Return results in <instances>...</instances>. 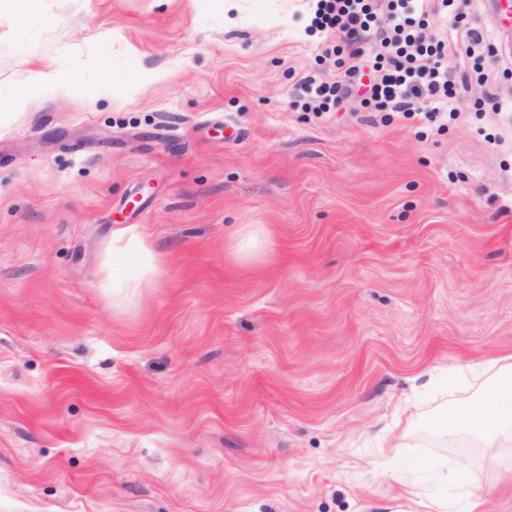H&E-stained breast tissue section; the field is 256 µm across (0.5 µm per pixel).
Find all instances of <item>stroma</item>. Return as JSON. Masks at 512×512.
<instances>
[{
  "label": "stroma",
  "instance_id": "35a3bbf8",
  "mask_svg": "<svg viewBox=\"0 0 512 512\" xmlns=\"http://www.w3.org/2000/svg\"><path fill=\"white\" fill-rule=\"evenodd\" d=\"M460 9L431 122L312 111L356 58L306 0H0V512H512V447L435 427L512 357V20ZM158 271L156 258L136 226L121 230L112 239L104 264V281L112 288H143Z\"/></svg>",
  "mask_w": 512,
  "mask_h": 512
}]
</instances>
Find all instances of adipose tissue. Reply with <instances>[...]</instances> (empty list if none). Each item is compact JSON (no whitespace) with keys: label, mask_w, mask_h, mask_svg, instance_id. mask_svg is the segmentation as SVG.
Here are the masks:
<instances>
[{"label":"adipose tissue","mask_w":512,"mask_h":512,"mask_svg":"<svg viewBox=\"0 0 512 512\" xmlns=\"http://www.w3.org/2000/svg\"><path fill=\"white\" fill-rule=\"evenodd\" d=\"M157 270L156 258L138 227L124 228L113 237L103 269L106 282L116 288H140ZM438 426L478 437L490 461H498L502 449L512 446V364L501 365L475 401L450 408Z\"/></svg>","instance_id":"ef3b65f1"}]
</instances>
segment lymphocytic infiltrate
I'll return each mask as SVG.
<instances>
[{
    "mask_svg": "<svg viewBox=\"0 0 512 512\" xmlns=\"http://www.w3.org/2000/svg\"><path fill=\"white\" fill-rule=\"evenodd\" d=\"M454 2L441 0L450 11V34L444 43L426 32L428 0H390L385 15L379 13L376 0H316L312 24L335 33L343 44L376 47L369 98L377 107L421 112L433 119L443 112H459L463 101L448 72L449 57L469 56L472 46L484 41L479 30L467 26L462 13L453 11ZM358 72V67L350 66L335 79L320 83L304 77L302 84L313 95L314 111L338 107Z\"/></svg>",
    "mask_w": 512,
    "mask_h": 512,
    "instance_id": "obj_1",
    "label": "lymphocytic infiltrate"
}]
</instances>
